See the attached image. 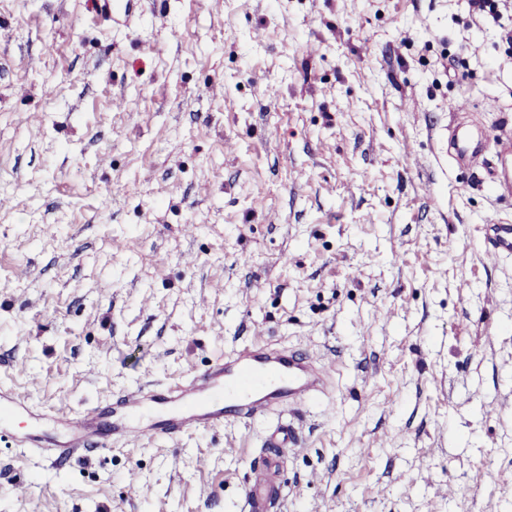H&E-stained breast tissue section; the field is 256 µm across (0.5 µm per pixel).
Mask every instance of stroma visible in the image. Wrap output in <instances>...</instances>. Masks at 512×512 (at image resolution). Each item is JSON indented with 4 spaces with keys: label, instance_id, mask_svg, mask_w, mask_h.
I'll list each match as a JSON object with an SVG mask.
<instances>
[{
    "label": "stroma",
    "instance_id": "stroma-1",
    "mask_svg": "<svg viewBox=\"0 0 512 512\" xmlns=\"http://www.w3.org/2000/svg\"><path fill=\"white\" fill-rule=\"evenodd\" d=\"M456 121L512 130L467 0H0V383L49 430L258 326L333 380L292 448L274 414L0 447V512H240L269 465L278 512H512V257L483 237L512 196L440 153ZM297 435L295 428L288 419H281L267 436L264 446L267 448H288L295 445Z\"/></svg>",
    "mask_w": 512,
    "mask_h": 512
}]
</instances>
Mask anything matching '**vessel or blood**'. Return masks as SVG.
<instances>
[{
  "label": "vessel or blood",
  "instance_id": "b4317fda",
  "mask_svg": "<svg viewBox=\"0 0 512 512\" xmlns=\"http://www.w3.org/2000/svg\"><path fill=\"white\" fill-rule=\"evenodd\" d=\"M450 156L460 164L484 171L500 192L512 194V133L496 140L494 153H486L483 137L458 125L445 139ZM488 242L491 255L512 254V224H495ZM329 380L328 370L288 351H274L261 341L234 352L191 377L174 391L153 388L129 391L118 398L113 410L90 409L74 413L54 409L65 436L49 438L35 430L16 431L12 418L28 413L25 402L0 390V436L20 448L46 449L51 460L73 459L91 447L109 448L134 438L163 436L169 439L187 431L210 429L233 420L249 424L275 408L297 407L321 397ZM293 425L285 419L267 436L268 448L296 444ZM283 487L275 474L262 471L251 479L241 512H276Z\"/></svg>",
  "mask_w": 512,
  "mask_h": 512
}]
</instances>
